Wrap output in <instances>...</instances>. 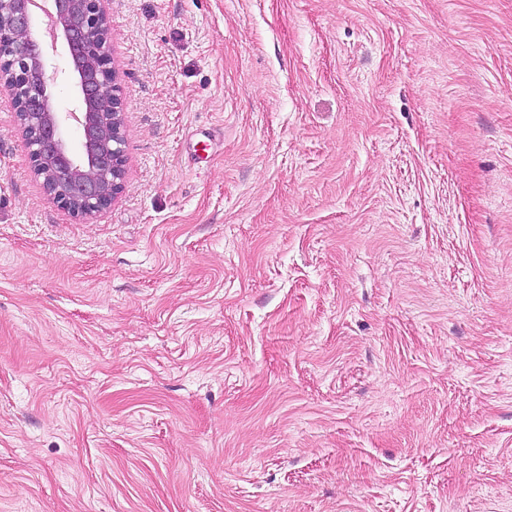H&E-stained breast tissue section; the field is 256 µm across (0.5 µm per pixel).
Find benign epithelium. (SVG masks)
<instances>
[{
    "label": "benign epithelium",
    "mask_w": 512,
    "mask_h": 512,
    "mask_svg": "<svg viewBox=\"0 0 512 512\" xmlns=\"http://www.w3.org/2000/svg\"><path fill=\"white\" fill-rule=\"evenodd\" d=\"M0 0V89L8 93L33 171L47 199L91 217L123 191L125 130L117 73L111 66L108 0ZM73 66L76 100L57 109L45 68V42Z\"/></svg>",
    "instance_id": "7a95c632"
}]
</instances>
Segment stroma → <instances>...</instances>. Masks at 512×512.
<instances>
[{
    "mask_svg": "<svg viewBox=\"0 0 512 512\" xmlns=\"http://www.w3.org/2000/svg\"><path fill=\"white\" fill-rule=\"evenodd\" d=\"M125 186L0 92V512H512V0H109Z\"/></svg>",
    "mask_w": 512,
    "mask_h": 512,
    "instance_id": "obj_1",
    "label": "stroma"
}]
</instances>
